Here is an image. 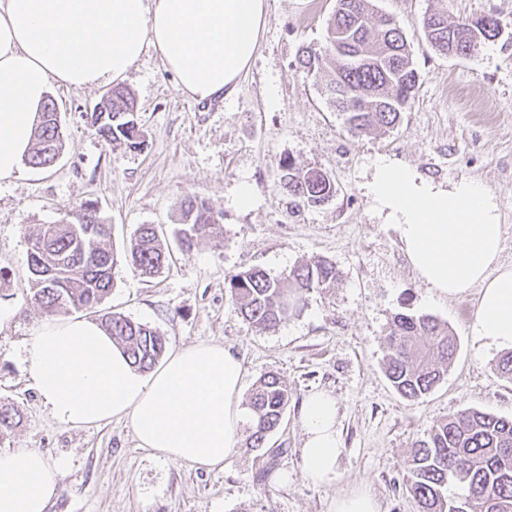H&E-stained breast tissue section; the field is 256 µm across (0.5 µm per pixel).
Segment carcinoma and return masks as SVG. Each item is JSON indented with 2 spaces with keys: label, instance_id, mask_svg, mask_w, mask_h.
I'll list each match as a JSON object with an SVG mask.
<instances>
[{
  "label": "carcinoma",
  "instance_id": "carcinoma-1",
  "mask_svg": "<svg viewBox=\"0 0 512 512\" xmlns=\"http://www.w3.org/2000/svg\"><path fill=\"white\" fill-rule=\"evenodd\" d=\"M329 19L325 45L306 49L300 66L313 76L332 71L327 84L329 104L343 116L349 130L365 133L394 128L403 112L411 108L418 84L409 43L402 28L388 24L375 11L372 0H337ZM499 20L493 16L467 20V29L456 38L461 56L474 53L483 42L496 38ZM422 31L435 50L448 53V7L424 17ZM369 59L360 66L347 65L348 55ZM55 100L48 99L34 130L26 156L35 168L54 164L60 157L65 135L54 117ZM134 98L123 87L90 115L91 127L105 143L140 148L141 131L134 119ZM279 187L291 197L316 205L335 192L333 181L316 167L300 168L290 160L279 163ZM223 213L206 200L187 198L182 205L178 242L190 251L201 239H214ZM112 225L98 208L83 202L70 212V219L43 224L30 242L28 282L33 304L46 312H67L98 306L113 286L112 271L117 256L110 247ZM168 255L151 224L139 228L125 255L147 276L158 274ZM337 273L328 260L317 259L294 267L284 279L252 268L227 279L238 313L265 330H276L300 309L302 297L335 285ZM102 325L123 348L134 367L151 369L165 348L163 336L147 324L120 313L102 319ZM387 376L403 397L415 400L447 376L455 354V337L430 316L396 313L385 338ZM291 394L274 373L262 375L248 399L251 415V447H265L269 435L281 423ZM21 414L9 403H0V436L15 429ZM406 489L418 512H512V418L497 417L475 408L450 415L431 429L427 439L416 442L405 462ZM465 489L448 495V485Z\"/></svg>",
  "mask_w": 512,
  "mask_h": 512
}]
</instances>
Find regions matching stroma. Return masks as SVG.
<instances>
[{
  "instance_id": "stroma-1",
  "label": "stroma",
  "mask_w": 512,
  "mask_h": 512,
  "mask_svg": "<svg viewBox=\"0 0 512 512\" xmlns=\"http://www.w3.org/2000/svg\"><path fill=\"white\" fill-rule=\"evenodd\" d=\"M451 19L491 15L502 31L468 57L431 49L422 18L438 0H375L410 44L419 75L415 101L390 130L358 135L329 106L327 76H306L303 48L325 44L336 0H268V21L249 70L229 98L197 101L176 88L154 49L132 67L144 146L109 145L88 112L108 91L54 84L65 149L48 168L21 164L0 179V401L22 422L0 439V452L34 449L66 470L47 512H333L338 496L368 490L380 512H417L405 488L404 462L442 418L472 407L512 417V382L494 369L501 348L468 332L477 290L440 297L410 267L393 225L381 223L366 194L375 158L416 168L435 182H481L499 203L503 263L512 264V0H447ZM316 167L335 194L309 206L279 190L281 160ZM248 184V208L235 203ZM206 199L224 214L222 244L203 240L182 250L177 219L184 198ZM93 201L112 226L119 260L102 311L157 329L166 349L200 341L231 347L243 363L242 395L277 373L291 401L266 447L249 445L241 427L221 471L156 457L139 447L130 425L72 427L55 420L34 384L30 345L47 313L28 296L30 237L40 225L68 220L73 205ZM155 225L171 257L155 277L141 276L123 255L140 225ZM338 272L334 288L306 297L278 330L249 324L236 311L228 275L254 267L287 276L316 258ZM428 315L447 324L457 351L448 375L411 401L391 386L384 338L393 314ZM315 390L339 404L344 451L335 481L315 485L299 472L304 397Z\"/></svg>"
}]
</instances>
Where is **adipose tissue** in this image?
<instances>
[{
    "label": "adipose tissue",
    "mask_w": 512,
    "mask_h": 512,
    "mask_svg": "<svg viewBox=\"0 0 512 512\" xmlns=\"http://www.w3.org/2000/svg\"><path fill=\"white\" fill-rule=\"evenodd\" d=\"M267 22V0H0V179L32 146L51 83L82 89L124 80L153 47L178 90L196 100L236 93ZM394 225L417 278L439 295L478 289L470 335L512 349V265L500 261L496 197L460 180L444 186L380 157L366 184ZM35 387L52 416L75 427L127 421L140 447L198 468L223 467L237 443L242 364L231 348L198 342L150 373L101 326L52 319L34 336ZM334 396L303 405L302 475L336 477L342 453ZM34 450L0 452V512H45L64 474Z\"/></svg>",
    "instance_id": "1"
}]
</instances>
